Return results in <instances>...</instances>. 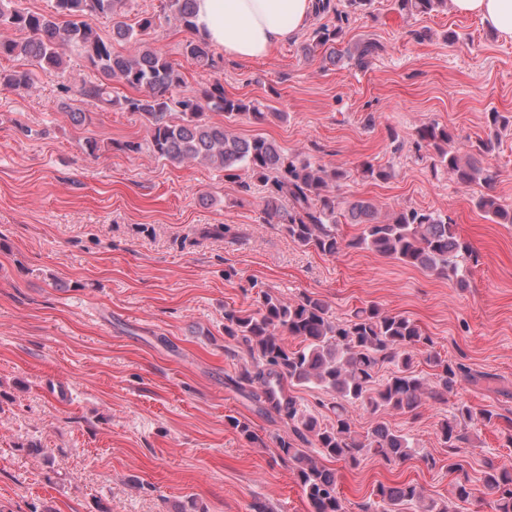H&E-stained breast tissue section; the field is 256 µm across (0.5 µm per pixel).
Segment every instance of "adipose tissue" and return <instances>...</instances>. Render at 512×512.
<instances>
[{
  "instance_id": "adipose-tissue-1",
  "label": "adipose tissue",
  "mask_w": 512,
  "mask_h": 512,
  "mask_svg": "<svg viewBox=\"0 0 512 512\" xmlns=\"http://www.w3.org/2000/svg\"><path fill=\"white\" fill-rule=\"evenodd\" d=\"M456 13L474 15L512 36V0H450ZM198 32L225 55L242 61L267 55L297 37L315 12V0H195Z\"/></svg>"
}]
</instances>
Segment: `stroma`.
Masks as SVG:
<instances>
[{
  "instance_id": "1",
  "label": "stroma",
  "mask_w": 512,
  "mask_h": 512,
  "mask_svg": "<svg viewBox=\"0 0 512 512\" xmlns=\"http://www.w3.org/2000/svg\"><path fill=\"white\" fill-rule=\"evenodd\" d=\"M320 23L264 58H224L216 73L183 63L184 88L217 79L226 95L268 105V121L242 117L231 131L344 170L339 202L450 216L475 252L468 287L367 249L299 246L262 223L259 185L122 150L145 140L141 119L81 101L94 74L63 47V74L0 90V512H311L278 454L287 424L234 383L250 357L225 336L224 311L255 309L266 293L314 295L339 318L378 305L418 324L442 357L491 376L459 379L447 402L412 413L352 408L355 431L382 423L415 451L336 463L348 512L381 482L447 499L451 456L475 488L457 512H493L486 463H512L499 426H471L453 454L438 428L462 402L512 418V224L476 206L490 193L512 209V125L494 139L486 119L512 116V36L449 8L410 16L372 0L344 36L382 46L359 70L303 52ZM73 110L90 123L74 124ZM430 122L460 146L491 140L480 162L494 183L461 185L435 166L416 146ZM366 162L390 179L366 178Z\"/></svg>"
}]
</instances>
